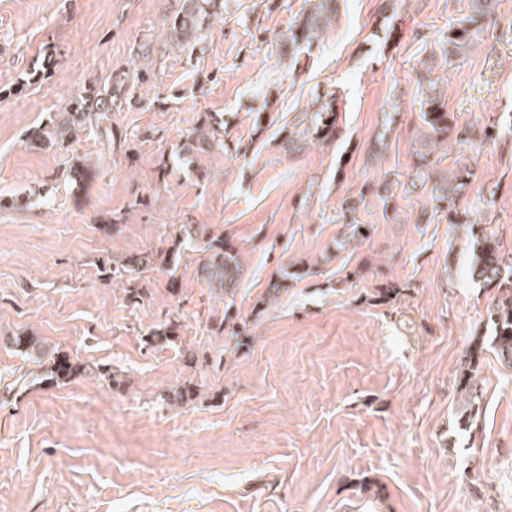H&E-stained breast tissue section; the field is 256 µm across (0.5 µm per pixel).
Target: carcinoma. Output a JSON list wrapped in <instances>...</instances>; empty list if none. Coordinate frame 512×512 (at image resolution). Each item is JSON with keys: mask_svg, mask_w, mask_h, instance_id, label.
I'll list each match as a JSON object with an SVG mask.
<instances>
[{"mask_svg": "<svg viewBox=\"0 0 512 512\" xmlns=\"http://www.w3.org/2000/svg\"><path fill=\"white\" fill-rule=\"evenodd\" d=\"M470 14L450 24L443 37L441 54L445 63H451V57H459L466 53L477 43L480 33L483 31L488 18L495 12L497 0H470ZM218 0H183L180 14L176 15L169 28L168 40L178 46L188 44L198 45L204 39L205 22L214 19L218 15ZM336 14L335 0H317L303 20L295 22L288 27V32L281 34V38L288 39V45L292 50L299 52L303 49L312 50L315 41L319 40L320 32L330 22V15ZM432 70L426 71V77L418 79V85H426L422 90L423 98L420 100V115L424 126L429 128L432 136L426 138L422 148L417 150L419 162L417 163L412 185L417 182L428 181L432 177L427 158L426 149L430 148L429 142L437 138H445L448 133H456L459 143H467L470 132L466 128H458L457 120L450 112L445 101L444 92L439 90V81L431 78ZM127 85L124 74L112 79L111 89L97 90L90 87L81 93L71 96L69 109L59 113V117L43 126L32 129L28 133L29 143L40 150L63 147L69 143L77 128L81 127L92 117L101 112H107L112 108V101L126 94ZM324 96L327 100L318 110L309 114L302 113L303 119L294 125V131L286 135V142L290 145L307 141L332 142L339 136L337 114L334 102L336 91L326 90ZM218 121L210 118L204 120L199 126L191 129L183 141L180 151L204 152L218 146H224L222 133L216 129ZM473 177L470 166L462 164L456 169L450 178L432 183V212L447 213L460 217L461 212L456 210V203L468 186V181ZM482 234L472 236L473 242L467 259V274L473 282L488 288L493 292L491 302L493 305L489 311L492 323L491 334L487 341L474 345L466 355L459 379L457 380V392L461 424L475 419L476 405L479 401V386L477 384V370L474 369V357L483 352L488 345L493 350L499 364L512 370V256L503 255L500 245L494 238V233L486 232L481 228ZM182 240L196 241L205 237L204 252L207 256L201 266V273L206 280L209 289L228 295L236 290L240 262L239 250L228 243L222 237L206 236L205 227L202 224H184L180 228ZM141 263L140 257L132 255L126 258L122 264V272L129 277L127 292L132 299H144L147 295L146 287L136 285V280L131 278L136 266ZM311 275V271L298 268L288 272L270 285L266 295L269 300H274L279 292L287 289L281 282L290 280L301 281ZM266 299V300H268ZM261 300V303H266ZM238 315H229V310H224V319L215 326V330L222 333L228 332V336L236 338V346L246 345L245 335L238 327L242 323L237 321ZM177 329L176 320H167L166 323L155 327L149 334V340L154 344L169 342V338L175 336ZM6 342L24 350L31 358L37 360L43 373L48 379L55 382H63L72 375L80 372L89 379H114L115 374L101 365L78 366L72 360L55 349L46 346L35 336H9ZM195 388L184 385L170 391L166 395L167 400L173 406L185 405L194 399Z\"/></svg>", "mask_w": 512, "mask_h": 512, "instance_id": "carcinoma-1", "label": "carcinoma"}]
</instances>
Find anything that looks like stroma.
Instances as JSON below:
<instances>
[{
  "label": "stroma",
  "instance_id": "1",
  "mask_svg": "<svg viewBox=\"0 0 512 512\" xmlns=\"http://www.w3.org/2000/svg\"><path fill=\"white\" fill-rule=\"evenodd\" d=\"M242 2L225 0L202 48L172 50L183 0H0V197L28 200L0 208V512H512V370L483 351L470 427L455 392L491 331V292L465 274L471 227L491 226L512 254V32L488 21L448 66L442 35L469 0H336L296 60L280 34L308 0ZM428 64L449 112L478 132L476 148L452 138L432 153L444 176L471 160L466 227L411 184ZM133 70L140 95L72 144H28L73 93ZM325 89L338 140L288 150L282 127ZM209 117L224 149L180 154ZM74 164L89 184L63 177ZM382 182L390 201L373 191ZM349 200L372 233L341 249ZM183 224L239 250L233 311L249 338L237 350L213 330L224 298L201 279L198 246L182 244L173 271L155 260ZM134 253L148 290L137 304L113 273ZM300 263L313 277L263 303ZM172 314L178 339L147 346ZM25 334L115 381L34 377L5 342ZM187 382L194 400L166 405Z\"/></svg>",
  "mask_w": 512,
  "mask_h": 512
}]
</instances>
